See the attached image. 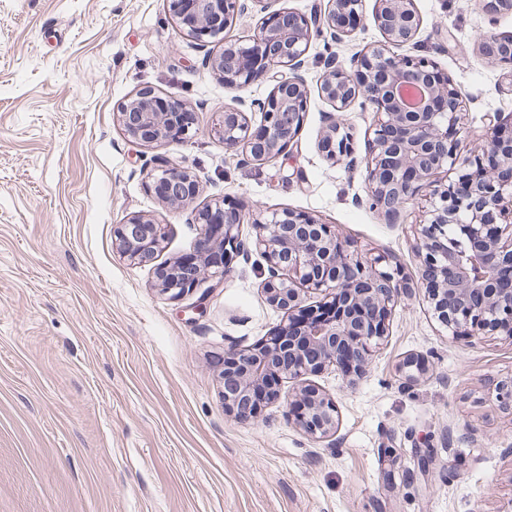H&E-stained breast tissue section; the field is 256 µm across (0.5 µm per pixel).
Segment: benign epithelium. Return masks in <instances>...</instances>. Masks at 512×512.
<instances>
[{"instance_id":"obj_1","label":"benign epithelium","mask_w":512,"mask_h":512,"mask_svg":"<svg viewBox=\"0 0 512 512\" xmlns=\"http://www.w3.org/2000/svg\"><path fill=\"white\" fill-rule=\"evenodd\" d=\"M258 2L169 0V13L181 36L205 50V65L236 92L212 126L213 137L240 162L261 166L285 155L303 125L310 102L303 71L312 40L349 36L361 23L363 0H327L325 9L309 15L281 7L261 17L247 42L227 43L224 32ZM373 20L384 44L363 48L347 65L336 59L326 64L318 93L331 111L324 113L317 147L327 160L355 167L344 113L356 105L374 112L363 158L371 204L395 222L420 189L429 188L417 232L418 281L385 255L347 253L335 226L306 212L284 208L266 222L251 221L225 197L196 211V223L206 230L192 254L173 262L155 263L164 225L133 216L113 230L117 252L154 264L157 287L179 297L207 274L223 276L225 255L249 252L240 227L254 226V245L267 261L262 292L284 311L285 324L250 348L224 351V410L243 423L256 421L279 398L276 382L284 376L295 384L288 419L316 439L334 436L336 400L308 377L337 367L348 385H356L388 336L393 307L421 286L434 318L452 337L512 341V125L493 124L490 138L460 160L458 142L448 136L461 120L459 89L430 60L393 51L420 32L414 0H376ZM214 44L220 50L211 51ZM479 48L488 60L512 64V37L492 36ZM262 82L273 83L265 97H244ZM405 88L417 90L421 100L407 103ZM250 112L259 114L257 122ZM117 116L129 138L146 144L182 142L197 124L196 112L150 86L138 89ZM148 179V188L172 208L200 193L197 177L167 159ZM429 372L414 357L399 365L410 384Z\"/></svg>"}]
</instances>
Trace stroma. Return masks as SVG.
<instances>
[{
    "instance_id": "stroma-1",
    "label": "stroma",
    "mask_w": 512,
    "mask_h": 512,
    "mask_svg": "<svg viewBox=\"0 0 512 512\" xmlns=\"http://www.w3.org/2000/svg\"><path fill=\"white\" fill-rule=\"evenodd\" d=\"M374 5L365 0L343 42H312L303 126L285 156L255 167L212 136L232 93L166 0H0V512H512V408L499 398L512 384L511 340L452 339L420 289L395 307L357 386L334 368L314 377L336 400L331 440L295 427L283 399L245 424L224 410V350L284 318L261 291V252L229 256L223 281L205 277L174 299L151 265L113 245L115 225L144 214L165 226L160 261L192 251L203 230L194 207H168L144 182L171 159L197 176L201 201L225 197L263 220L309 213L335 225L349 253L389 255L418 276L419 203L386 223L364 202L365 170L316 147L323 61L381 41ZM415 6L420 33L397 52L431 59L460 89L454 137L468 156L489 115L512 119V67L478 51L484 36L512 35V11ZM144 86L197 113L190 138L128 139L117 110ZM409 356L428 362L427 380L402 383Z\"/></svg>"
}]
</instances>
